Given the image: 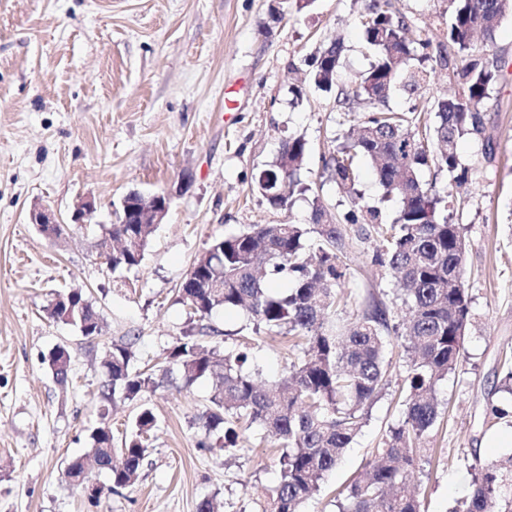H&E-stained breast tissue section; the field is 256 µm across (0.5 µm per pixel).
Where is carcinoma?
Listing matches in <instances>:
<instances>
[{
	"label": "carcinoma",
	"instance_id": "obj_1",
	"mask_svg": "<svg viewBox=\"0 0 512 512\" xmlns=\"http://www.w3.org/2000/svg\"><path fill=\"white\" fill-rule=\"evenodd\" d=\"M445 40L458 59L453 76L454 97L434 106L432 133L421 137L411 131L420 121L405 112L380 109L360 127L342 134L343 142L331 165L338 189L352 193L359 178L357 158L377 164L382 185L401 200V209L390 224L378 223L372 209L358 217L349 211L345 220H364L369 232L382 239L374 262L384 268L397 286V299L407 318L390 325V312L381 305L364 311L353 323H328L337 312L336 289L347 272L337 252L344 236L320 198L311 201L313 227L302 224H253L239 234L213 240L193 264V279L179 288L180 301L205 319L219 309L246 310L254 331L279 333L288 328L293 360L277 382L265 384L246 369L245 351L229 352L218 359L213 350L191 335L176 339L158 371L133 372L130 340L112 343L111 358L104 362L109 382L100 396L136 401L160 387H191L197 380L215 377L218 384L210 405L199 414L204 436L217 432L216 443L226 452L250 447L245 431L254 424L267 429L276 448L279 480L262 512H301L319 491L327 473L336 467L343 451L361 432L369 410L385 386L384 361L387 334L401 340L409 367L402 385L403 410L374 461L366 464L342 493L339 512H422L419 498L407 483L417 458L443 411L436 387L455 370L463 352L470 307L464 283L465 236L459 224L448 222L446 198L435 184L424 185L418 173L428 165V138L440 145L438 169L453 175L457 187L468 181V168L457 153L459 140L484 131L478 110L502 59L486 58L473 48V37L482 32L493 41L495 23L512 13V0H447ZM365 41L378 55L360 82H338L342 44L321 46L312 61L311 79L322 90L338 89L336 104L355 112L364 103L383 102L398 85L413 95L425 82L421 71L404 68L417 48H428L430 39L407 40V23L393 0H368L362 19ZM307 153L302 136L285 139L277 157L262 170L266 184L288 178L283 194L269 196L273 207L286 208L295 193L307 188L297 178ZM112 235V270L139 266L153 232L150 224L100 225ZM317 234L310 241L309 234ZM213 279L224 288H203ZM280 280L289 288H275ZM81 311L61 302L45 307L55 322L80 326L99 322L94 303L80 289ZM152 410L144 407L135 417L122 446L112 447V432L98 427L89 435V452L99 470L110 476L108 491L131 485L146 456L145 435L155 426ZM471 490L457 501L454 512H512V453L491 463L479 458L469 466Z\"/></svg>",
	"mask_w": 512,
	"mask_h": 512
}]
</instances>
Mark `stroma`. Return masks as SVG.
Listing matches in <instances>:
<instances>
[{"label": "stroma", "instance_id": "1", "mask_svg": "<svg viewBox=\"0 0 512 512\" xmlns=\"http://www.w3.org/2000/svg\"><path fill=\"white\" fill-rule=\"evenodd\" d=\"M409 35L430 38L409 61L424 72L421 95L394 92L386 108H418L422 121L456 85L439 61L443 0H397ZM363 0H0V512H197L211 501L218 512H261L279 479L271 449L259 447L265 431L252 426L248 454L201 447L198 413L213 392L211 379L189 389L167 386L143 401H119L101 415L102 363L114 341L130 338L132 367L163 360L176 338L193 331L219 353L248 350L249 368L261 380L279 379L288 365V339L244 338L249 316L219 310L198 319L177 300L193 263L217 238L253 224H309L310 202L320 197L342 222L353 294L338 315L355 321L364 309L395 304V285L373 256L376 236L344 223L350 197L339 193L327 166L341 130L365 112H342L335 92L309 81L318 48L342 39V74L365 71ZM479 52L505 60L479 110L484 135L458 144L469 169L456 188L447 171L430 167L420 178L448 195V209L465 227V286L471 320L456 369L438 385L444 411L421 453L412 483L424 512H451L470 489L473 457L492 461L502 448L486 447L493 434L491 405L512 399L501 385L512 357V15L502 17L493 43ZM304 136L306 185L291 208L268 204L258 186L264 165L288 137ZM356 190L392 222L397 197L385 196L374 165L360 159ZM194 179L155 229L141 266L107 270L97 239L70 226L75 204L94 196V223L111 224L131 191L153 193ZM54 211L70 230L50 239L29 224L33 206ZM82 289L103 320L98 339L49 320L54 292ZM59 345L72 353L66 384L45 359ZM388 386L351 448L322 483L304 512H338L339 491L372 458L397 424L408 358L399 339L386 352ZM156 426L132 486L92 505L65 478L83 456L100 421L121 444L141 407Z\"/></svg>", "mask_w": 512, "mask_h": 512}]
</instances>
